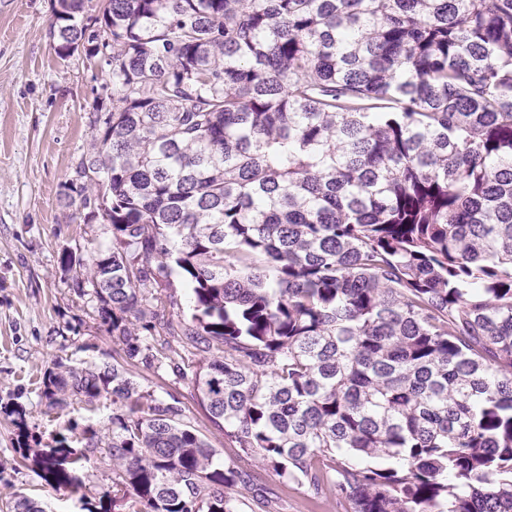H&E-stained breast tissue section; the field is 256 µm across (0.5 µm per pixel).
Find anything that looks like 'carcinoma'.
I'll use <instances>...</instances> for the list:
<instances>
[{"label":"carcinoma","instance_id":"cac0c4a2","mask_svg":"<svg viewBox=\"0 0 512 512\" xmlns=\"http://www.w3.org/2000/svg\"><path fill=\"white\" fill-rule=\"evenodd\" d=\"M54 2L59 56L111 58L60 197L112 249L61 264L122 355L43 378L112 437L22 458L112 460L93 512H276L131 363L317 502L512 512V0Z\"/></svg>","mask_w":512,"mask_h":512}]
</instances>
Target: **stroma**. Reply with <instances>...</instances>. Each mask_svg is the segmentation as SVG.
<instances>
[{"label": "stroma", "instance_id": "35a3bbf8", "mask_svg": "<svg viewBox=\"0 0 512 512\" xmlns=\"http://www.w3.org/2000/svg\"><path fill=\"white\" fill-rule=\"evenodd\" d=\"M52 0H0V500L23 493L45 512H84L112 489V462L94 459L77 475L80 490L54 489L18 452L17 417H24L37 447L60 438L77 442L86 426L112 423V403L97 409L71 405L47 414L42 380L55 360L111 361V338L92 317L88 297L72 287L63 270V249L112 247V228L84 223L76 208L60 200L64 182L77 167L93 133L92 107L112 85L109 66L84 52L62 58L49 36ZM132 373L141 386L183 395L188 418L206 435L218 461L241 463L283 512H336L335 499L312 508L303 488L273 472L239 462L237 449L211 426L189 382H173L142 368Z\"/></svg>", "mask_w": 512, "mask_h": 512}]
</instances>
